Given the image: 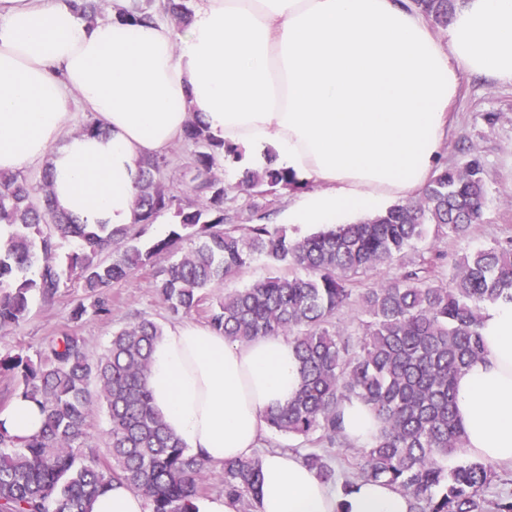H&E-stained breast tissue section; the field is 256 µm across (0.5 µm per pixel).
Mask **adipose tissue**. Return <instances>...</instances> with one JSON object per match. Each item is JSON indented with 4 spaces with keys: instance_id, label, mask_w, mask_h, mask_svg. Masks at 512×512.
Segmentation results:
<instances>
[{
    "instance_id": "adipose-tissue-1",
    "label": "adipose tissue",
    "mask_w": 512,
    "mask_h": 512,
    "mask_svg": "<svg viewBox=\"0 0 512 512\" xmlns=\"http://www.w3.org/2000/svg\"><path fill=\"white\" fill-rule=\"evenodd\" d=\"M86 21L65 0H0V172L49 165L54 204L82 224H130L140 164L164 154L194 116L243 152L317 188L287 223L340 224L414 199L433 177L461 72L512 83V0H463L440 40L411 0H195L188 26L122 13ZM99 131L69 132V101ZM483 358L455 381L463 453L512 462V304L483 312ZM299 382L283 336L231 343L210 326L167 327L148 386L167 430L220 465L259 454L268 411ZM38 407L15 397L0 424L36 432ZM354 445L380 428L360 401L343 408ZM259 512H409L391 485L360 482L345 500L295 454H260Z\"/></svg>"
}]
</instances>
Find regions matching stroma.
<instances>
[{
	"label": "stroma",
	"mask_w": 512,
	"mask_h": 512,
	"mask_svg": "<svg viewBox=\"0 0 512 512\" xmlns=\"http://www.w3.org/2000/svg\"><path fill=\"white\" fill-rule=\"evenodd\" d=\"M452 112L438 163L458 165L469 155H479L485 168L487 196L482 222L473 225L466 236L429 238L407 253L410 262L429 250L444 253L446 259L439 271L443 277L451 274L463 253L512 238V83L463 74ZM82 295L80 282L73 279L52 301L33 299L26 320L15 329L0 332V353L33 355L53 338L69 332L84 337L89 357L96 358L106 350L114 330L138 318L153 319L164 327L178 322L156 294L149 267L127 283L111 288L110 315L89 314L80 321H71L70 311Z\"/></svg>",
	"instance_id": "1"
}]
</instances>
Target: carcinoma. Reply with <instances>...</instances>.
<instances>
[{"label":"carcinoma","mask_w":512,"mask_h":512,"mask_svg":"<svg viewBox=\"0 0 512 512\" xmlns=\"http://www.w3.org/2000/svg\"><path fill=\"white\" fill-rule=\"evenodd\" d=\"M80 18H96L105 0H64ZM189 0L136 4L133 19L167 18L188 25ZM437 30L446 31L460 0H413ZM182 139L192 148L194 175L186 192L165 185L163 156L143 162L136 187L134 224H79L54 208L51 174L35 183L0 172V330L25 321L31 301L53 300L67 281H82L86 302L71 320L111 313L108 289L127 282L186 241L175 262L154 270V288L174 314L188 316L214 283L236 277L257 256L274 272L210 302L207 321L231 342L282 335L295 347L300 383L295 396L266 415L270 429L294 443L290 451L315 470L336 494L348 496L360 481L385 480L408 497L409 512H512V496H489L496 468L467 459L454 412L456 376L484 354L480 328L489 303L512 302V239L465 255L447 281L438 280L445 259L429 252L411 266L368 288L357 278L400 256L428 236L462 237L483 219L484 166L477 156L445 167L410 202L394 203L353 224H336L291 238L268 223L266 197L304 183L269 166L224 184L219 158L242 154L224 146L199 120ZM244 193L248 202H228ZM162 212L175 218L169 235L148 237ZM282 266L303 274L279 273ZM343 308L367 316L353 334L336 324ZM163 328L141 318L112 333L102 356H88L83 337L64 333L37 358L0 353V374L20 382V395L40 408L41 428L17 437L0 426V512H90L98 494L119 483L144 500L148 512H194L208 491L210 462L187 452L164 427L147 387L153 345ZM354 400L370 406L382 428L358 450L347 471L337 449L351 444L341 410ZM109 417L111 464L94 457L88 420L94 408ZM224 497L258 512L262 484L259 456L226 461Z\"/></svg>","instance_id":"obj_1"}]
</instances>
